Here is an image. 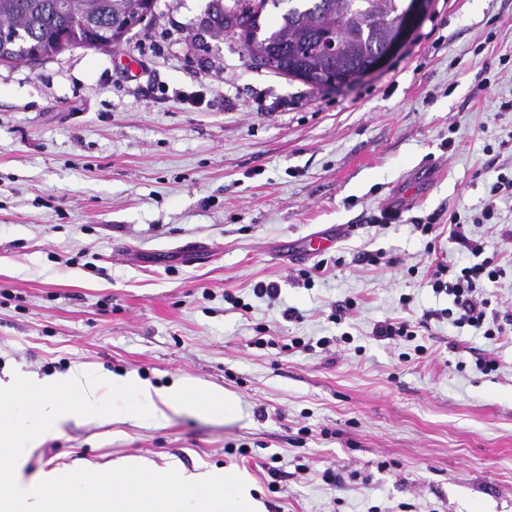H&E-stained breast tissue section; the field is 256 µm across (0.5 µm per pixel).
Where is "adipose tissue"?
<instances>
[{"instance_id": "1", "label": "adipose tissue", "mask_w": 512, "mask_h": 512, "mask_svg": "<svg viewBox=\"0 0 512 512\" xmlns=\"http://www.w3.org/2000/svg\"><path fill=\"white\" fill-rule=\"evenodd\" d=\"M234 406V400L226 397L223 390L198 382L182 381L165 393L139 379H130L112 387V415L116 418L138 414L162 421L168 411L177 408L210 415L229 412Z\"/></svg>"}]
</instances>
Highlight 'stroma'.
I'll use <instances>...</instances> for the list:
<instances>
[{
  "label": "stroma",
  "mask_w": 512,
  "mask_h": 512,
  "mask_svg": "<svg viewBox=\"0 0 512 512\" xmlns=\"http://www.w3.org/2000/svg\"><path fill=\"white\" fill-rule=\"evenodd\" d=\"M210 4L154 0L109 50L0 64V380L78 368L159 389L198 379L238 401L160 423L76 418L31 449L25 479L140 457L238 471L266 512H512V338L435 318L412 342L372 334L400 295L419 316L449 306L428 281L465 255L455 215L504 260L489 293L512 313V195L498 232L478 222L512 173V0H430L343 90L251 66L238 33L212 35ZM435 169L385 222L403 180ZM428 221L430 251L414 229ZM327 229L335 247L303 255ZM290 336L332 343L281 350Z\"/></svg>",
  "instance_id": "stroma-1"
}]
</instances>
